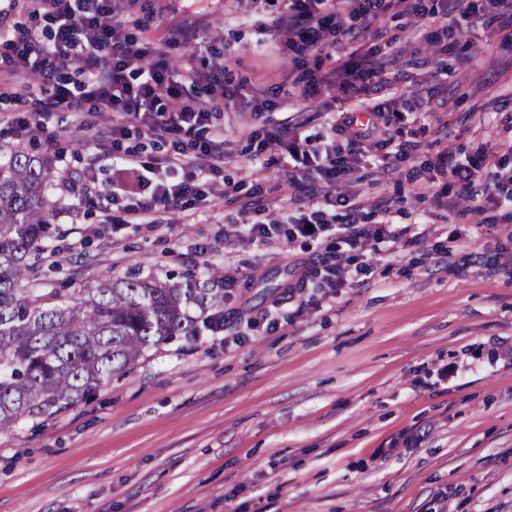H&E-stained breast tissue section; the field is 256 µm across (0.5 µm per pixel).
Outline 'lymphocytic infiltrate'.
Returning <instances> with one entry per match:
<instances>
[{"instance_id": "obj_1", "label": "lymphocytic infiltrate", "mask_w": 512, "mask_h": 512, "mask_svg": "<svg viewBox=\"0 0 512 512\" xmlns=\"http://www.w3.org/2000/svg\"><path fill=\"white\" fill-rule=\"evenodd\" d=\"M140 0H9L10 8L42 17L46 29L19 38L0 30V97L18 108L9 117L21 143L43 131L42 114L69 110L74 100L108 116L107 138L88 141L98 160L112 164L111 188L95 168L80 182L61 180L60 194L78 193L102 223H168L189 214L208 196L222 195L245 215L240 240L275 248L280 225L321 249L295 262L285 288L307 305L311 291L337 296L356 278L375 272L374 257L397 242L393 218L403 197H382L374 168L405 178L422 204L481 224L512 223V79L490 93L497 120L490 137L448 150V119L438 115L431 84L460 72L473 56L467 38L479 27L490 45L512 54V0H236L257 27H272L288 56L293 88L287 99L246 98L235 80L240 63L231 50L188 57L170 69L149 41L132 39L127 25ZM419 41L437 52L435 64L403 45ZM66 79H58L60 70ZM422 70L412 81L408 72ZM40 74L45 90L36 112L25 110ZM338 86L341 107L322 97ZM321 98L326 125L307 133L303 124L278 125L265 135L254 126L263 113L285 111L298 100ZM235 110L253 141L256 161L249 182L224 177L233 150L214 119ZM163 140L164 156H141L128 146L132 129ZM284 175L288 210L270 211L262 184L269 169ZM473 209L459 206L460 198Z\"/></svg>"}]
</instances>
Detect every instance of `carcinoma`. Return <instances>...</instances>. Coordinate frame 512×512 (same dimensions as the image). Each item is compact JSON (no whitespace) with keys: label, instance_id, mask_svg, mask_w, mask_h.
<instances>
[{"label":"carcinoma","instance_id":"1","mask_svg":"<svg viewBox=\"0 0 512 512\" xmlns=\"http://www.w3.org/2000/svg\"><path fill=\"white\" fill-rule=\"evenodd\" d=\"M49 160L0 156V431L71 409L146 348L195 335V308L224 317L220 273L203 281L104 278L73 295L33 287L53 238Z\"/></svg>","mask_w":512,"mask_h":512}]
</instances>
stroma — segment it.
Segmentation results:
<instances>
[{
    "instance_id": "35a3bbf8",
    "label": "stroma",
    "mask_w": 512,
    "mask_h": 512,
    "mask_svg": "<svg viewBox=\"0 0 512 512\" xmlns=\"http://www.w3.org/2000/svg\"><path fill=\"white\" fill-rule=\"evenodd\" d=\"M185 18L196 38L171 47ZM128 32L173 67L230 46L248 91L288 93L274 34L222 0H168ZM108 127L58 112L31 146L55 176L92 163L108 185L111 163L80 146ZM63 206L44 288L216 269L232 293L223 331L148 348L78 407L0 432V512H512V223H429L408 205L377 274L300 310L281 285L317 245L289 225L268 250L239 241L220 197L157 230ZM243 312L279 326L234 342Z\"/></svg>"
}]
</instances>
